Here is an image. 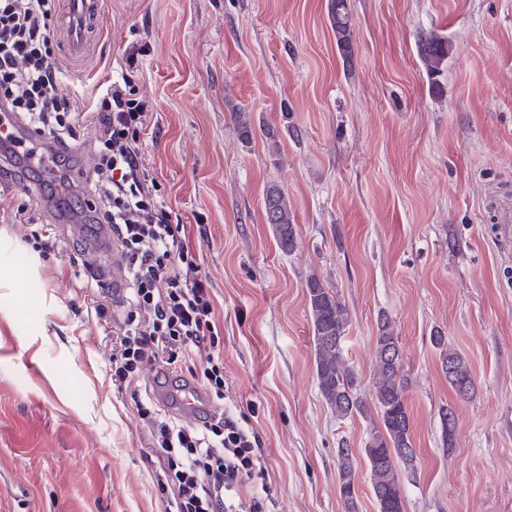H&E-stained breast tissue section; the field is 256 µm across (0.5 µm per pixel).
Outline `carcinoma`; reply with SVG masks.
Returning <instances> with one entry per match:
<instances>
[{
	"label": "carcinoma",
	"instance_id": "cac0c4a2",
	"mask_svg": "<svg viewBox=\"0 0 512 512\" xmlns=\"http://www.w3.org/2000/svg\"><path fill=\"white\" fill-rule=\"evenodd\" d=\"M328 16L336 36V45L344 62H350L352 38L347 0H329ZM419 56L432 79V88L441 90L437 77L448 61L451 45L448 39L429 35L420 39ZM239 136L244 141L252 138V115L233 113ZM266 223L273 228L281 251L288 253L295 247V231L288 207V198L276 186L266 189L264 196ZM309 311L315 348V375L318 390L339 419L354 415L367 416L368 407L356 393L357 377L344 362L343 338L349 324L345 306L316 276L306 282ZM431 343L440 349L442 370L456 392L471 390L473 377L467 361L456 351L445 347L444 337L436 334ZM377 381L374 406L379 423L368 433L364 446L369 479L377 512H404L403 494L398 468L415 470L416 452L400 454L403 448L413 447L412 426L405 397L402 375V352L399 337L388 320L379 325L376 337ZM444 449L452 447L455 415L444 409L440 414ZM341 457L339 495L346 512H357V494L352 478L350 452L339 449Z\"/></svg>",
	"mask_w": 512,
	"mask_h": 512
}]
</instances>
